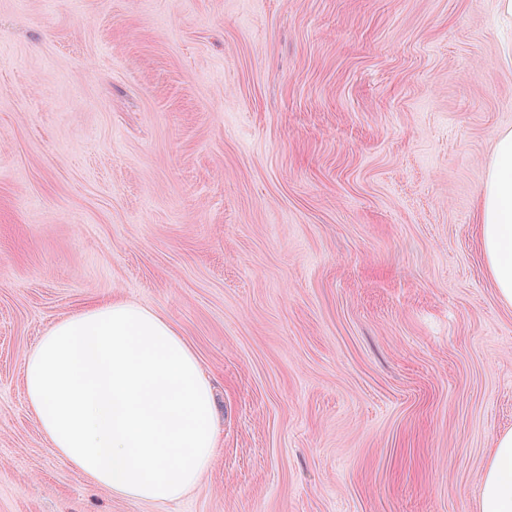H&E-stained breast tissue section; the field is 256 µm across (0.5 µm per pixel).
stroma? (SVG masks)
I'll return each mask as SVG.
<instances>
[{
    "instance_id": "obj_1",
    "label": "stroma",
    "mask_w": 512,
    "mask_h": 512,
    "mask_svg": "<svg viewBox=\"0 0 512 512\" xmlns=\"http://www.w3.org/2000/svg\"><path fill=\"white\" fill-rule=\"evenodd\" d=\"M501 0H0V512H476L512 310L475 216ZM122 298L213 382L181 499L45 441L23 361Z\"/></svg>"
}]
</instances>
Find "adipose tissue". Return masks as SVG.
<instances>
[{
    "label": "adipose tissue",
    "instance_id": "obj_1",
    "mask_svg": "<svg viewBox=\"0 0 512 512\" xmlns=\"http://www.w3.org/2000/svg\"><path fill=\"white\" fill-rule=\"evenodd\" d=\"M478 229L497 296L512 308V129L495 137ZM24 387L48 445L112 495L179 499L216 453L211 382L160 311L113 298L61 319L27 354ZM477 512H512V430L494 441Z\"/></svg>",
    "mask_w": 512,
    "mask_h": 512
}]
</instances>
